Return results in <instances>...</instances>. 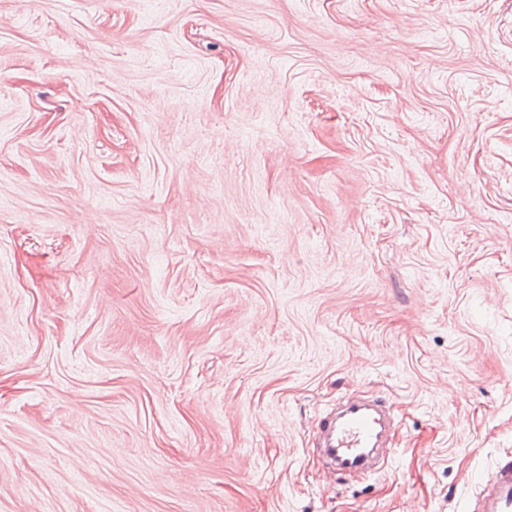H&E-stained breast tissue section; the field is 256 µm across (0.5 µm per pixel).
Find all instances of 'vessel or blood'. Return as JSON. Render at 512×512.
Returning <instances> with one entry per match:
<instances>
[{"label":"vessel or blood","mask_w":512,"mask_h":512,"mask_svg":"<svg viewBox=\"0 0 512 512\" xmlns=\"http://www.w3.org/2000/svg\"><path fill=\"white\" fill-rule=\"evenodd\" d=\"M393 424L394 412L384 400L348 398L328 414L319 432L320 451L339 474L351 477L372 471ZM479 495L482 512H512V461L498 464Z\"/></svg>","instance_id":"vessel-or-blood-1"}]
</instances>
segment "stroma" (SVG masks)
Segmentation results:
<instances>
[{
	"label": "stroma",
	"mask_w": 512,
	"mask_h": 512,
	"mask_svg": "<svg viewBox=\"0 0 512 512\" xmlns=\"http://www.w3.org/2000/svg\"><path fill=\"white\" fill-rule=\"evenodd\" d=\"M508 456L512 0H0V512H475ZM391 407L380 398L359 395L328 414L319 432V447L337 473L351 477L378 466L394 424Z\"/></svg>",
	"instance_id": "35a3bbf8"
}]
</instances>
